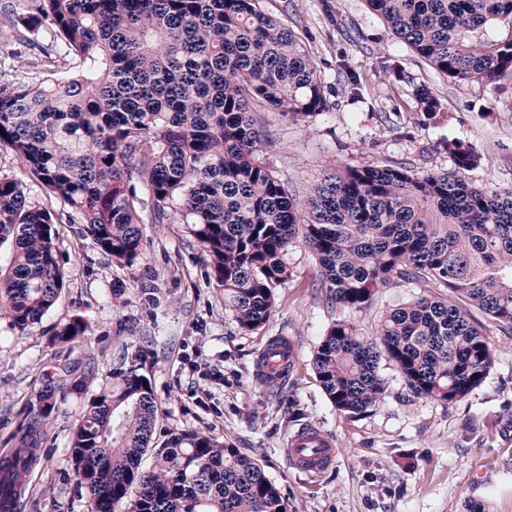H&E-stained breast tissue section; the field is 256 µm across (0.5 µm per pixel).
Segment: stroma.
I'll use <instances>...</instances> for the list:
<instances>
[{"label":"stroma","instance_id":"35a3bbf8","mask_svg":"<svg viewBox=\"0 0 512 512\" xmlns=\"http://www.w3.org/2000/svg\"><path fill=\"white\" fill-rule=\"evenodd\" d=\"M314 60L326 86L328 110L301 123L277 113L258 120L274 138L267 159L296 190L325 173L364 163L449 172L448 140L470 144L479 164L466 172L478 187L512 188V75L454 83L392 35L366 0H263ZM28 0H0V15L16 25L0 30V85L36 84L45 75L31 63L54 39L49 24L28 29ZM407 75L397 82L391 66ZM425 87L443 113L427 119L415 92ZM0 178L23 182L29 197L56 217L57 246L68 286L40 324L22 332L0 314V456L11 451L18 423L49 376L71 371L83 392L58 398L45 426L42 463L32 473L16 512H91L72 476L69 446L86 403L137 366L157 407L153 439L199 430L229 440L259 459L288 512H512V335L483 319L494 363L465 398L445 404L410 392L399 371L381 367L386 396L374 411H339L316 378L313 354L336 321L373 334L396 303L421 295L415 284L381 290L371 306L351 312L332 305L318 282L312 250L295 241L286 256L289 276L276 290L266 325L241 330L224 313V296L181 224L142 225L143 258L131 267L103 259L77 237V218L49 197L11 151L0 150ZM124 291L115 303L113 289ZM81 316L93 333L56 343L53 329ZM292 336L298 362L285 382L256 377L257 355L270 337ZM305 424L336 443V466L313 477L290 464L289 435Z\"/></svg>","mask_w":512,"mask_h":512}]
</instances>
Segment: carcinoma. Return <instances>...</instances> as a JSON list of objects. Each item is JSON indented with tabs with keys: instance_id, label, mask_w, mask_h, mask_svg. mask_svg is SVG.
I'll list each match as a JSON object with an SVG mask.
<instances>
[{
	"instance_id": "carcinoma-1",
	"label": "carcinoma",
	"mask_w": 512,
	"mask_h": 512,
	"mask_svg": "<svg viewBox=\"0 0 512 512\" xmlns=\"http://www.w3.org/2000/svg\"><path fill=\"white\" fill-rule=\"evenodd\" d=\"M30 23L57 39L40 54L73 56L78 75L0 86V149L22 158L48 193L80 219L78 237L105 259H142L141 225L177 223L204 256L238 327H263L301 238L329 300L351 312L384 288H442L393 308L375 333L340 320L313 367L340 411L384 400L379 365L398 368L414 394L454 403L478 387L494 351L477 310L512 333V191L462 179L478 153L444 144L451 173L364 164L328 173L300 201L260 158L272 141L256 114L293 123L329 108L317 67L262 0H29ZM393 35L439 75L482 82L512 75V0H366ZM420 111L442 114L416 91ZM54 216L23 184L0 179V310L25 331L67 287ZM75 317L56 328L72 344L90 335ZM81 379L48 378L0 457V512H14L37 464L56 394ZM156 423L151 386L135 368L90 400L70 445L71 470L92 512H287L258 459L205 432L170 436L141 468Z\"/></svg>"
}]
</instances>
